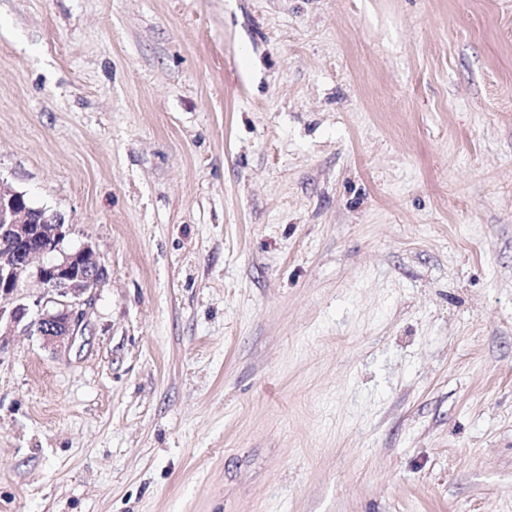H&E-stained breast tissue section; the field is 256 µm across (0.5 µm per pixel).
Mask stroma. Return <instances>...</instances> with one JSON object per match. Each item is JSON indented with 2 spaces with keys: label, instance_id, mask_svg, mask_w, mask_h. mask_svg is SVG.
<instances>
[{
  "label": "stroma",
  "instance_id": "1",
  "mask_svg": "<svg viewBox=\"0 0 512 512\" xmlns=\"http://www.w3.org/2000/svg\"><path fill=\"white\" fill-rule=\"evenodd\" d=\"M0 181V512H512V0H0ZM23 194L0 182V355L19 327H35L42 345L53 350L72 343L82 333L93 290L108 277L92 243L66 248L71 228L61 216L30 223L18 210ZM30 282L37 294L22 292Z\"/></svg>",
  "mask_w": 512,
  "mask_h": 512
}]
</instances>
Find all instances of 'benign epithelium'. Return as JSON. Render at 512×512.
Instances as JSON below:
<instances>
[{
    "mask_svg": "<svg viewBox=\"0 0 512 512\" xmlns=\"http://www.w3.org/2000/svg\"><path fill=\"white\" fill-rule=\"evenodd\" d=\"M22 196L0 183V355L19 328H35L47 348L72 343L83 330L93 290L108 277L96 246L66 248L70 226L57 214L30 223L18 210ZM30 282L38 293L22 292Z\"/></svg>",
    "mask_w": 512,
    "mask_h": 512,
    "instance_id": "1",
    "label": "benign epithelium"
}]
</instances>
